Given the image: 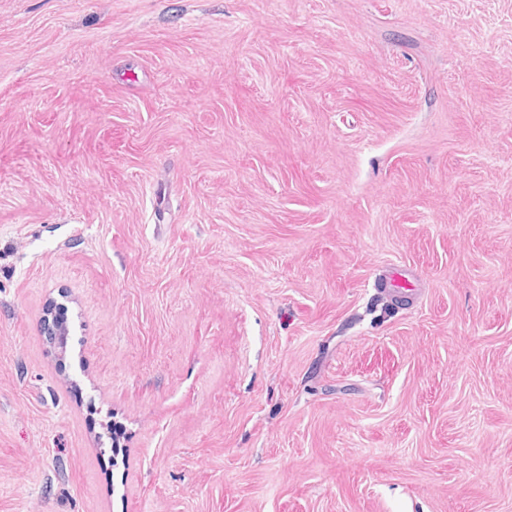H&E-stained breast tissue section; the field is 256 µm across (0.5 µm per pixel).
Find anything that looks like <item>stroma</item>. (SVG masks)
Instances as JSON below:
<instances>
[{"instance_id":"stroma-1","label":"stroma","mask_w":512,"mask_h":512,"mask_svg":"<svg viewBox=\"0 0 512 512\" xmlns=\"http://www.w3.org/2000/svg\"><path fill=\"white\" fill-rule=\"evenodd\" d=\"M0 512H512V0H0ZM52 310L53 308H51L43 318L41 331L43 335L46 336L47 341H49L56 350L61 353H65L67 348L69 329L65 320H60V317L56 319L52 318Z\"/></svg>"}]
</instances>
